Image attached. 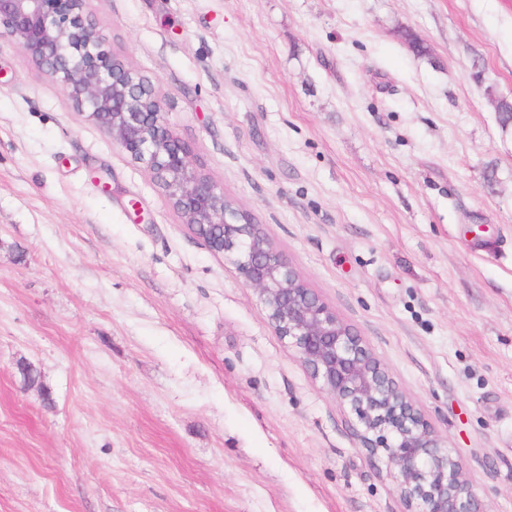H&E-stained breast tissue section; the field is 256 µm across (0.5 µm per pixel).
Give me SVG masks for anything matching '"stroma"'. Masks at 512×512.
Here are the masks:
<instances>
[{
	"mask_svg": "<svg viewBox=\"0 0 512 512\" xmlns=\"http://www.w3.org/2000/svg\"><path fill=\"white\" fill-rule=\"evenodd\" d=\"M87 8L512 512V128L487 98H512V0ZM0 512H406L257 292L5 39Z\"/></svg>",
	"mask_w": 512,
	"mask_h": 512,
	"instance_id": "35a3bbf8",
	"label": "stroma"
}]
</instances>
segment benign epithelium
Wrapping results in <instances>:
<instances>
[{"mask_svg": "<svg viewBox=\"0 0 512 512\" xmlns=\"http://www.w3.org/2000/svg\"><path fill=\"white\" fill-rule=\"evenodd\" d=\"M88 0H0V39L60 82L72 109L95 121L129 157L147 165L182 222L228 253L299 361L358 423L370 455L384 454L413 512H488L447 443L381 363L306 283L261 225L194 162L165 122L145 77L105 48Z\"/></svg>", "mask_w": 512, "mask_h": 512, "instance_id": "1", "label": "benign epithelium"}]
</instances>
